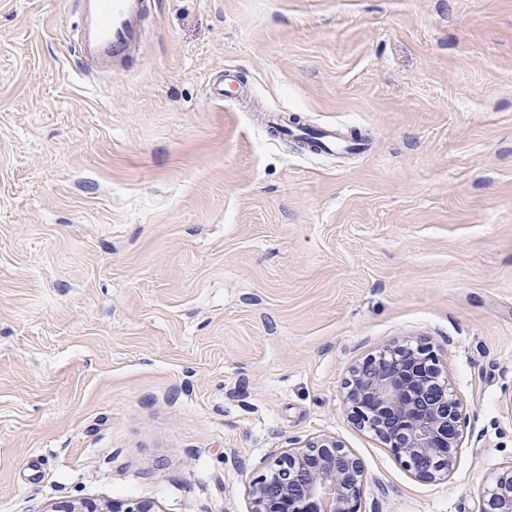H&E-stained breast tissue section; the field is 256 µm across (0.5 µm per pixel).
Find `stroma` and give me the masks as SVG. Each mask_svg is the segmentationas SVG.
Here are the masks:
<instances>
[{
	"label": "stroma",
	"mask_w": 512,
	"mask_h": 512,
	"mask_svg": "<svg viewBox=\"0 0 512 512\" xmlns=\"http://www.w3.org/2000/svg\"><path fill=\"white\" fill-rule=\"evenodd\" d=\"M80 22L0 0V512H250L319 434L363 460L358 512H475L512 462V0H148L111 70ZM419 338L468 416L436 482L343 399ZM42 512H159L154 501L134 499L125 502H97L80 498L49 503Z\"/></svg>",
	"instance_id": "obj_1"
}]
</instances>
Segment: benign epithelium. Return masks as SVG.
<instances>
[{"label":"benign epithelium","mask_w":512,"mask_h":512,"mask_svg":"<svg viewBox=\"0 0 512 512\" xmlns=\"http://www.w3.org/2000/svg\"><path fill=\"white\" fill-rule=\"evenodd\" d=\"M353 423L373 433L415 477H449L462 450L467 415L422 345L398 341L354 366L345 384ZM363 461L332 436L311 437L279 453L250 487L251 512H356ZM43 512H159L155 502L80 498ZM476 512H512V464L491 479Z\"/></svg>","instance_id":"7a95c632"}]
</instances>
